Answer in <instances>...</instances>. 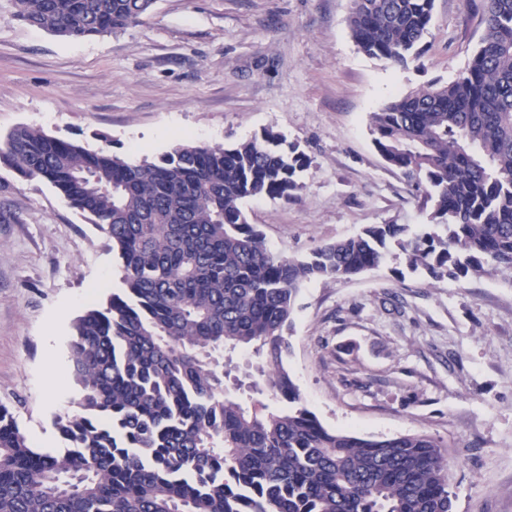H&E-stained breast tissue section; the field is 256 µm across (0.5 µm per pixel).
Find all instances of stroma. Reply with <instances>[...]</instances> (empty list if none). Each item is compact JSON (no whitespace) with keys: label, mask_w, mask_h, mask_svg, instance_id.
<instances>
[{"label":"stroma","mask_w":512,"mask_h":512,"mask_svg":"<svg viewBox=\"0 0 512 512\" xmlns=\"http://www.w3.org/2000/svg\"><path fill=\"white\" fill-rule=\"evenodd\" d=\"M351 0H156L124 31L67 39L0 0V144L19 126L130 159L181 142L228 144L272 129L311 164L296 199L244 201L249 223L291 256L373 224L426 223L422 189L372 144L371 113L463 71L483 0H435L419 58L362 53ZM123 288L89 215L0 161V403L32 446L63 442L77 411L75 320ZM288 368L332 430L431 435L448 448L454 512H512V277L431 283L398 250L346 282L303 284Z\"/></svg>","instance_id":"obj_1"}]
</instances>
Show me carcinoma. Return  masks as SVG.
I'll return each instance as SVG.
<instances>
[{
	"label": "carcinoma",
	"mask_w": 512,
	"mask_h": 512,
	"mask_svg": "<svg viewBox=\"0 0 512 512\" xmlns=\"http://www.w3.org/2000/svg\"><path fill=\"white\" fill-rule=\"evenodd\" d=\"M156 0H14L65 38L140 23ZM434 0H351L365 54L418 57ZM464 72L371 113L383 159L424 189L428 220L369 225L302 257L271 250L242 203L288 200L310 159L271 129L130 160L39 129L0 159L91 215L121 259L123 292L74 324L79 412L59 453L33 448L0 405V512H453L448 451L427 434L367 439L326 428L286 359L301 286L348 281L395 247L432 280L512 274V0H485ZM245 379L227 385L232 354Z\"/></svg>",
	"instance_id": "obj_1"
}]
</instances>
